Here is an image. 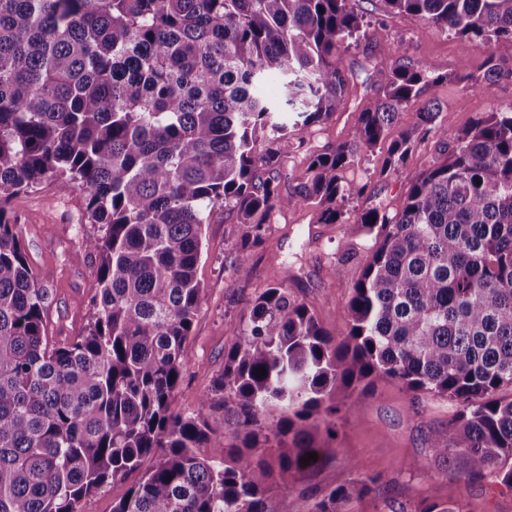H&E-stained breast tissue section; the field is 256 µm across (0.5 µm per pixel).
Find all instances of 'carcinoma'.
<instances>
[{
  "instance_id": "obj_1",
  "label": "carcinoma",
  "mask_w": 512,
  "mask_h": 512,
  "mask_svg": "<svg viewBox=\"0 0 512 512\" xmlns=\"http://www.w3.org/2000/svg\"><path fill=\"white\" fill-rule=\"evenodd\" d=\"M462 41L493 46L481 87L512 57V0H384ZM348 0H0V512H82L104 485L156 458L112 512H281L273 475L287 480L311 430L361 409L333 394L376 378L457 411L432 445L445 463L512 492V104L448 138L425 96L442 79L429 62L402 64L328 152L295 128L329 119L354 71L344 43L360 32ZM270 74L280 94L265 96ZM422 102L390 146L398 168L419 129L444 156L415 180L405 206L355 220L343 171ZM308 158V181L282 191L280 167ZM45 182L79 190L98 257L85 335L47 336L48 288L30 266L11 198ZM324 224L374 236L353 284L349 329L336 341L281 282L244 308L224 371L191 415L169 414L202 302L195 269L207 209L236 214V250L261 246L274 215L311 201ZM359 251L338 244L336 266ZM266 376L258 377L259 369ZM283 417L262 426L266 407ZM224 408L245 452L216 464L196 449L204 412ZM280 450L267 459L269 444ZM380 512H466L458 501L412 506L376 477L315 495L309 512H340L352 493Z\"/></svg>"
}]
</instances>
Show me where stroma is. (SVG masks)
I'll list each match as a JSON object with an SVG mask.
<instances>
[{
  "mask_svg": "<svg viewBox=\"0 0 512 512\" xmlns=\"http://www.w3.org/2000/svg\"><path fill=\"white\" fill-rule=\"evenodd\" d=\"M348 5L362 15L365 31L346 52L357 74L356 87L345 107L330 120L303 129L311 145L331 148L348 138L357 112L377 96L392 71L403 63L435 65L442 80L433 94L442 106L440 120L448 137L469 128L480 113L512 104L510 79L471 89L462 81L465 75L484 73L492 53L489 42H461L419 16L388 12L382 0H349ZM413 125V110H405L390 128L387 141L364 151L359 165L345 171L347 181L365 187L363 194L345 202L351 215L379 204L393 212L404 206L412 183L438 156L435 136L414 131L413 148L405 162L398 169L386 170L390 141L414 130ZM83 208L79 191H63L53 184L18 195L8 204L27 259L51 291L48 331L56 340L81 335L92 316L88 299L97 261L84 239L96 234L98 227L80 223ZM319 215L320 208L314 204L278 213L263 246L243 257L251 271L249 281L236 282L224 270L227 256L235 251L231 231L236 217L220 204L210 210L196 269L203 301L185 344L189 361L170 400L171 414L197 411L200 394L210 390L224 369V353L237 333L244 303L267 284L282 280L285 270L295 274L294 281L288 282L293 296L306 303L336 338L346 335L347 303L361 268L340 267L332 277L327 269L335 260L339 241L351 239L366 252L372 240L350 235L343 224L319 223ZM361 401L360 418L338 420L337 436L322 461L293 473L287 485L277 488L281 512H309L314 490L367 477L379 478L403 502L455 500L464 504L466 512H512L511 491L484 480H468L463 463L448 467L431 461L429 441L447 433L456 411L452 403L414 400L404 386L387 379L375 380Z\"/></svg>",
  "mask_w": 512,
  "mask_h": 512,
  "instance_id": "35a3bbf8",
  "label": "stroma"
}]
</instances>
